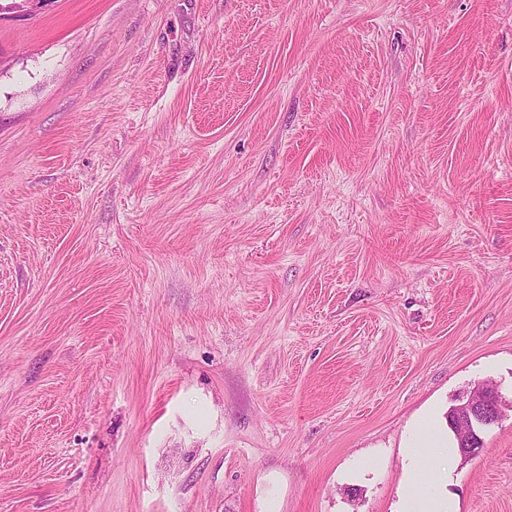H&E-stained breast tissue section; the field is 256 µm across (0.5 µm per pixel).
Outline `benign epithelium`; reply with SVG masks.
I'll return each mask as SVG.
<instances>
[{"label":"benign epithelium","instance_id":"obj_1","mask_svg":"<svg viewBox=\"0 0 512 512\" xmlns=\"http://www.w3.org/2000/svg\"><path fill=\"white\" fill-rule=\"evenodd\" d=\"M507 407L512 409V404L505 405L498 390L486 384L475 386L466 399L454 407L452 423L462 460L470 461L479 454L481 433L499 423Z\"/></svg>","mask_w":512,"mask_h":512}]
</instances>
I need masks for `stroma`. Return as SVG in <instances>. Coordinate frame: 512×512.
<instances>
[{
	"mask_svg": "<svg viewBox=\"0 0 512 512\" xmlns=\"http://www.w3.org/2000/svg\"><path fill=\"white\" fill-rule=\"evenodd\" d=\"M512 0L0 14V512H512ZM505 402L498 390L486 384H478L466 399L453 409L452 423L457 436V450L462 460L476 457L482 446L480 434L504 416ZM433 425V415H425L417 426V438H412L407 447L410 461L408 473L414 482L425 470L433 467L436 456L442 455L448 459V439L441 432L434 430ZM427 448L433 449L429 452Z\"/></svg>",
	"mask_w": 512,
	"mask_h": 512,
	"instance_id": "1",
	"label": "stroma"
}]
</instances>
